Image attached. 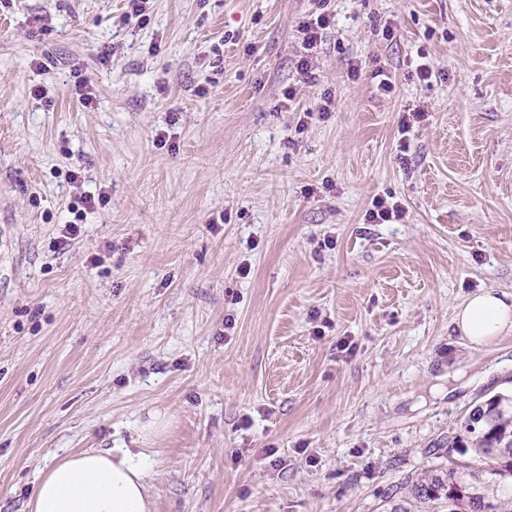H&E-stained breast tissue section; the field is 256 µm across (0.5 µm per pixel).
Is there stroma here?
I'll use <instances>...</instances> for the list:
<instances>
[{
  "label": "stroma",
  "mask_w": 512,
  "mask_h": 512,
  "mask_svg": "<svg viewBox=\"0 0 512 512\" xmlns=\"http://www.w3.org/2000/svg\"><path fill=\"white\" fill-rule=\"evenodd\" d=\"M126 11L0 0V512L155 410L152 512H386L512 390V332L478 347L453 322L512 292V0ZM85 190L107 202L55 250ZM388 196L405 216L366 223ZM329 26L327 16L320 14L316 18H309L301 25V31L304 35V48L312 51L317 48L318 43L322 39L323 31Z\"/></svg>",
  "instance_id": "obj_1"
}]
</instances>
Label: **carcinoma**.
<instances>
[{"label": "carcinoma", "instance_id": "obj_1", "mask_svg": "<svg viewBox=\"0 0 512 512\" xmlns=\"http://www.w3.org/2000/svg\"><path fill=\"white\" fill-rule=\"evenodd\" d=\"M452 448L471 451L473 462L450 461L407 479L390 512H512V395L498 393L476 404L461 422Z\"/></svg>", "mask_w": 512, "mask_h": 512}]
</instances>
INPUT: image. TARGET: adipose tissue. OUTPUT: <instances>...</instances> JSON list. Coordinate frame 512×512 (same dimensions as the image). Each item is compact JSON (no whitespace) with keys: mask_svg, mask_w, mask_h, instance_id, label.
Listing matches in <instances>:
<instances>
[{"mask_svg":"<svg viewBox=\"0 0 512 512\" xmlns=\"http://www.w3.org/2000/svg\"><path fill=\"white\" fill-rule=\"evenodd\" d=\"M455 322L472 344L512 331V293L482 289L459 306ZM149 455L129 448L68 453L42 469L27 512H152Z\"/></svg>","mask_w":512,"mask_h":512,"instance_id":"obj_1","label":"adipose tissue"}]
</instances>
